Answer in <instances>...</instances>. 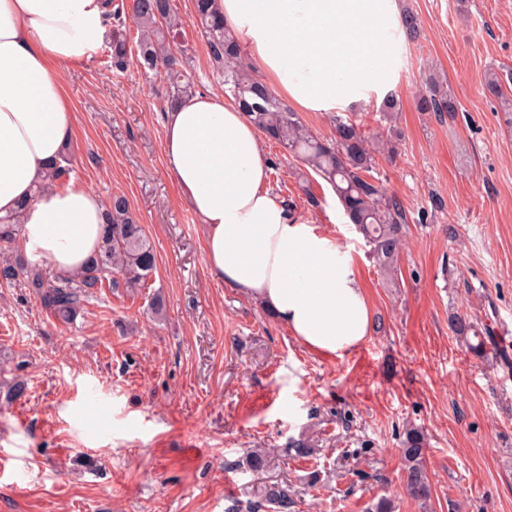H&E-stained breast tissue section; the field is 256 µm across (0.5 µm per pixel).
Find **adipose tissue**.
Masks as SVG:
<instances>
[{
  "instance_id": "obj_1",
  "label": "adipose tissue",
  "mask_w": 512,
  "mask_h": 512,
  "mask_svg": "<svg viewBox=\"0 0 512 512\" xmlns=\"http://www.w3.org/2000/svg\"><path fill=\"white\" fill-rule=\"evenodd\" d=\"M104 0H0V217L20 215L21 245L60 272L97 250L102 205L85 189L41 190L74 112L57 67L103 35ZM226 29L299 110L370 102L396 83L398 0H215ZM163 153L205 226L211 274L258 301L309 350L340 356L367 338L373 310L358 267L269 187L254 125L218 94L166 112Z\"/></svg>"
}]
</instances>
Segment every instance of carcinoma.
<instances>
[{"mask_svg": "<svg viewBox=\"0 0 512 512\" xmlns=\"http://www.w3.org/2000/svg\"><path fill=\"white\" fill-rule=\"evenodd\" d=\"M213 0H194L193 26L199 29L207 46V54L216 75L223 78L228 93L246 112L256 129L268 140L280 144L333 189L350 223L365 239L372 258L383 276L396 279L398 262L404 245L407 215L400 201L386 194L379 178L372 175L376 159L393 152L399 131L384 125L368 135L360 121L346 115L332 118L333 133L323 139L303 123L298 113L281 102L275 92L254 74L243 56L242 45L224 28L212 10ZM139 31L137 52L143 67L165 73L170 84V103L189 96L193 76L183 64L188 48L178 43L184 26L173 0H132L130 5ZM112 66L122 69L128 57V44L117 32L108 46ZM485 93L499 100L502 111L512 125V97L503 90V78L491 69L485 76ZM421 112L454 113L459 103L451 89L435 78H429L426 90L418 98ZM69 148L47 173L40 189L60 188L69 177ZM22 224L17 219L0 220V246L16 244ZM156 268V255L131 210L127 197L114 194L103 207L102 236L97 252L80 269L63 276L47 278L40 267L20 255L0 261V281L23 282L40 307L57 323L67 325L76 320L96 290L108 286L134 292L147 287ZM453 331L466 338L479 335L478 324L458 316ZM0 398L13 403L27 394L28 383L18 376L2 384ZM429 447L427 434L418 427L405 430L401 453L405 463V490L413 499L426 502L430 498V481L426 467ZM286 455L303 459L316 452L309 439L291 440ZM273 452L251 451L244 458L246 469L259 474L276 465ZM295 501L288 486L279 482H263L257 486L253 509L266 512H290Z\"/></svg>", "mask_w": 512, "mask_h": 512, "instance_id": "carcinoma-1", "label": "carcinoma"}]
</instances>
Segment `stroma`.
Segmentation results:
<instances>
[{
  "mask_svg": "<svg viewBox=\"0 0 512 512\" xmlns=\"http://www.w3.org/2000/svg\"><path fill=\"white\" fill-rule=\"evenodd\" d=\"M417 36L400 50L393 89L402 138L375 175L407 213L406 247L387 283L330 185L263 141L269 185L293 213L355 259L374 318L357 349L309 351L256 302L215 279L205 226L163 154L168 85L137 62L112 69L105 48L58 70L72 104L69 184L101 201L124 193L156 254L135 296L104 288L69 326L28 289L0 283V353L20 362L25 399L0 408V512H226L259 481L255 448L318 439L316 461L285 460L295 512H512V366L471 352L460 314L490 326L512 355V130L484 90L512 73V0H399ZM199 93L223 92L198 30L186 27ZM458 112L417 111L429 74ZM165 320H149L153 295ZM429 438L431 497L403 486L406 427Z\"/></svg>",
  "mask_w": 512,
  "mask_h": 512,
  "instance_id": "obj_1",
  "label": "stroma"
}]
</instances>
